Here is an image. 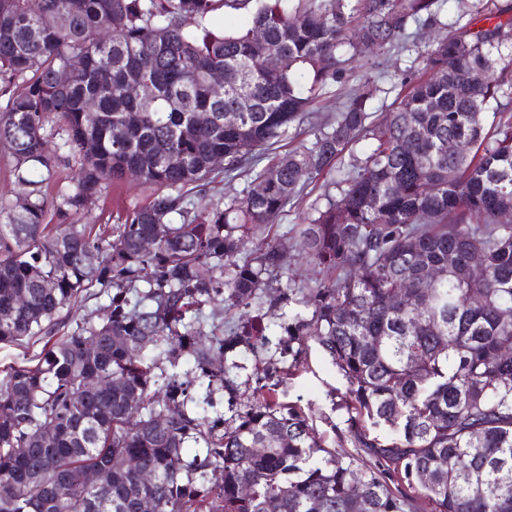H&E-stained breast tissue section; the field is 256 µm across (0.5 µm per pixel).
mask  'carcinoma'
<instances>
[{"label":"carcinoma","mask_w":512,"mask_h":512,"mask_svg":"<svg viewBox=\"0 0 512 512\" xmlns=\"http://www.w3.org/2000/svg\"><path fill=\"white\" fill-rule=\"evenodd\" d=\"M439 2L41 0L33 13L28 0H0V146L14 184L0 198V344L44 341L0 378V512H139L144 499L154 512H356L358 496L366 512H512V224L497 221L512 210V0L465 5L473 19L422 53L382 119L368 86L335 127L256 169L346 55L377 58L410 24H440ZM221 9L243 22L212 28ZM477 18L495 23L474 29ZM74 57L82 68L59 81ZM214 69L222 100L208 89ZM131 80L150 107L127 95ZM197 112L215 121L192 132ZM362 138L366 156L344 162ZM69 158L78 171L48 196ZM333 168L338 195L301 230L322 277L284 284L279 247L248 248L252 230ZM250 171L243 201L191 207L185 187L201 194ZM130 172L154 188L149 203L127 210L112 239L92 235L75 217ZM51 208L63 219L53 232ZM144 238L154 251L140 250ZM96 288L106 320L59 332V310ZM267 291L269 306L288 308L273 332L250 312ZM215 300L240 314L207 333L200 315ZM272 334L283 375L307 362L310 341L336 367L356 453L329 447L268 376L245 410L207 415L217 391L237 405L234 357ZM191 443L201 451L189 458ZM91 466L106 486L82 482Z\"/></svg>","instance_id":"carcinoma-1"}]
</instances>
